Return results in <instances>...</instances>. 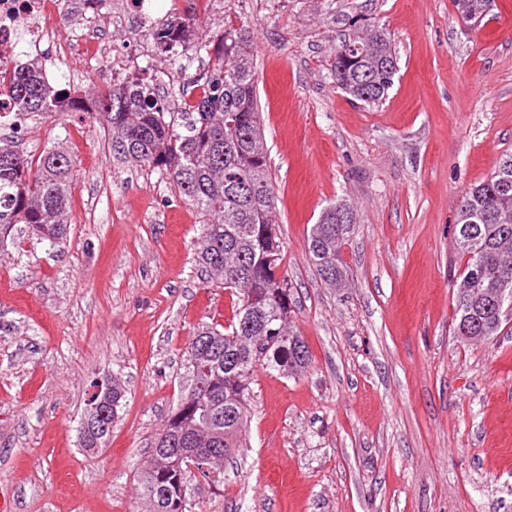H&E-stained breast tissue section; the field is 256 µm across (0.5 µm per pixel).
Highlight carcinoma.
<instances>
[{
    "mask_svg": "<svg viewBox=\"0 0 512 512\" xmlns=\"http://www.w3.org/2000/svg\"><path fill=\"white\" fill-rule=\"evenodd\" d=\"M457 13L485 18L492 0H454ZM196 19H177L150 33L161 54L213 52L205 96L186 112H168L164 100L140 78L101 96L99 117L109 126L112 152L158 170L209 222L197 239V258L216 281L234 290L232 317L223 327L202 325L186 352L199 386L185 393L153 435L149 449L159 461L140 473L144 503L161 500L157 512H192L191 467L211 478L205 460L224 461L242 447L250 411V384L259 369L285 377L309 367L303 337L287 322L292 312L283 242L275 220V193L264 148L257 101L253 42L227 28L219 46L195 34ZM339 87L367 106L385 101L399 73L386 33L367 28L336 46L331 65ZM18 115L41 117L70 112L78 98L52 86L35 61L0 75V98ZM73 162L66 151L23 153L0 142V248L13 240L16 225L52 244L69 228ZM353 207L344 199L328 204L312 225L306 252L328 285L343 288L348 266L342 255L355 228ZM459 263L454 284V335L463 343L499 335L506 314L497 304L503 280H512V153L491 176L463 193L454 236ZM252 309L255 319L245 318ZM468 327L469 334L461 333ZM125 391L112 381V398L99 405L95 423L80 429L81 445L103 448L122 408Z\"/></svg>",
    "mask_w": 512,
    "mask_h": 512,
    "instance_id": "obj_1",
    "label": "carcinoma"
}]
</instances>
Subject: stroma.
I'll return each instance as SVG.
<instances>
[{"mask_svg": "<svg viewBox=\"0 0 512 512\" xmlns=\"http://www.w3.org/2000/svg\"><path fill=\"white\" fill-rule=\"evenodd\" d=\"M83 22L73 0L55 42L100 29L96 59L29 40L81 112L27 120L20 150L63 147L75 162L62 245L18 228L0 251V496L9 512H142L148 444L192 379L185 346L198 326L231 318V295L198 263L205 216L158 171L116 158L88 110L120 86L117 70L166 88L170 111L192 97L209 56L164 55L149 29L196 16L199 35L246 29L255 47L262 126L293 286V330L306 372L257 371L242 448L194 512H512V318L488 341L453 332L457 207L512 152V0L480 26L453 0H219L197 11ZM361 18L388 34L399 78L380 106L337 89L330 58ZM349 200L344 290L320 280L305 240L321 210ZM118 378L125 404L105 448L87 454L78 426L94 385Z\"/></svg>", "mask_w": 512, "mask_h": 512, "instance_id": "1", "label": "stroma"}]
</instances>
